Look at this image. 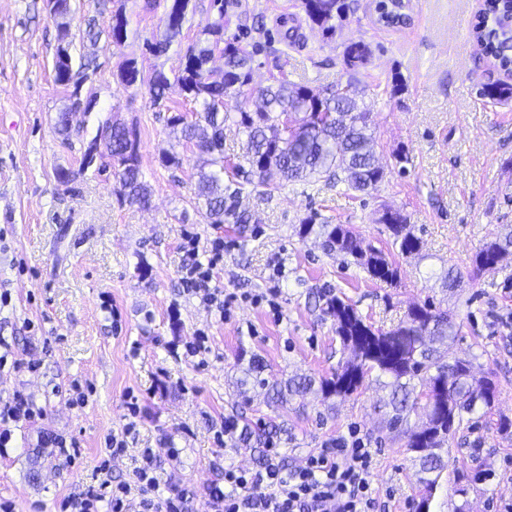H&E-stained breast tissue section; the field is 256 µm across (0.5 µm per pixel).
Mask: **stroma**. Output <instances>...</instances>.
Returning a JSON list of instances; mask_svg holds the SVG:
<instances>
[{"label": "stroma", "mask_w": 512, "mask_h": 512, "mask_svg": "<svg viewBox=\"0 0 512 512\" xmlns=\"http://www.w3.org/2000/svg\"><path fill=\"white\" fill-rule=\"evenodd\" d=\"M119 2L127 39L117 47L104 37L95 46L96 99L90 112L73 116L67 144L55 128L67 99L53 63L62 40L79 42L78 18L93 4L75 0L78 17L64 29L44 0H0V293L10 296L0 306V340L22 362L0 369V399L21 390L42 413L14 426L8 447H0V501L14 512H59L69 493L96 484L106 438L131 423L126 451L111 461L113 480H130L141 449H153L159 495L186 491L194 512H203L205 492L223 485L225 467L261 463L254 442L225 439L231 417L254 430L278 425L276 446L290 469L360 428L375 452L373 488L388 495L389 512H415V454L406 435L386 427L383 380L367 378L343 401L315 389L283 404L269 403L260 388L236 387L241 360L251 356L271 380L336 371L348 353L333 319L315 304L330 290L385 328L427 299L452 313L460 325L453 353L493 379L497 398L477 427L451 439L430 512L512 504V430L497 429L499 419H512V256L478 281L467 279L483 240L512 225V100L494 106L478 94L480 84L500 78L473 39L482 0H405L406 25L382 23L373 0H347L331 35L311 24L302 0H237L223 16L213 0H191L173 38L166 25L171 0L151 7L146 0ZM257 18L264 23L259 31L252 28ZM218 20L225 39L243 34L263 46L248 85L228 97L229 109L252 110L259 89L281 81L317 92L351 82L363 88L386 172L375 190L348 195L318 181L290 183L269 200L244 196L259 217L246 233L206 222L193 205L198 152L177 142L167 123L190 114L193 103L175 85L164 105H152L145 90L121 82L118 65L133 61L144 76L175 73L188 47ZM164 38L171 41L167 53L149 51ZM352 41L372 49L369 62L354 70L343 60ZM109 118L136 133L148 206L122 199L108 171H87L68 185L55 178L61 168L78 171L85 143ZM167 150L178 154L179 167L162 164ZM401 152L410 159L404 169L396 160ZM387 208L401 212L423 242L420 254L396 257L392 285L371 281L344 256L326 254L318 239L297 234L315 213L387 251L380 220ZM188 232L203 251L224 241L212 284L233 295L230 317L181 286ZM452 263L465 276L454 294L440 280ZM272 288L276 315L251 301ZM200 332L208 337L206 352L187 356ZM30 361L37 371L27 370ZM75 382L87 396L80 408L70 403ZM59 437L76 440L74 459L59 455ZM480 470L491 471L490 480H475ZM462 476L471 480L464 497L454 492Z\"/></svg>", "instance_id": "obj_1"}]
</instances>
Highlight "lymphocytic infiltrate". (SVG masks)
Instances as JSON below:
<instances>
[{"mask_svg": "<svg viewBox=\"0 0 512 512\" xmlns=\"http://www.w3.org/2000/svg\"><path fill=\"white\" fill-rule=\"evenodd\" d=\"M182 269L184 291L200 296L204 304L228 314L229 303L212 287L211 264L203 263L198 248ZM29 397L20 390L0 400V447L12 437L14 424L39 418ZM269 450L266 461L251 473L226 469L223 487L212 488L205 512H385V505L371 486L374 453L363 438L351 435L328 441L310 454L304 466L288 472ZM98 486L69 495V512H191V498L183 491L156 494L158 479L151 450H143L133 482L113 483L107 463H100Z\"/></svg>", "mask_w": 512, "mask_h": 512, "instance_id": "obj_1", "label": "lymphocytic infiltrate"}]
</instances>
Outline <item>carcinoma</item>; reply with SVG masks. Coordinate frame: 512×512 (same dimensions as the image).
<instances>
[{
  "mask_svg": "<svg viewBox=\"0 0 512 512\" xmlns=\"http://www.w3.org/2000/svg\"><path fill=\"white\" fill-rule=\"evenodd\" d=\"M188 3L189 0H172L167 14L169 36L149 44L150 51L162 54L167 50L169 38L179 34L183 27ZM303 4L308 19L326 34L335 32L336 21L348 8L346 0H303ZM205 34L209 36L207 44L189 47L182 68L172 78L162 70L145 78L130 60L120 64L119 76L128 86L146 88L155 105L164 101L173 80L197 105L193 119L177 115L171 125L177 129L178 139L195 147L202 158L194 205L208 223H252L251 212L241 208L240 199L245 192L269 199L289 183L315 178L323 180L329 188L342 185L347 191L365 193L383 180L385 169L374 153L370 113L359 104L361 91L349 84L341 91L330 88L316 93L308 87L283 82L260 91L263 103L255 111L231 112L225 97L232 87L249 81L250 63L258 45L224 42V27L219 22L207 27ZM108 37L117 46L127 38V23L120 7L112 11ZM475 38L482 41L484 51L496 50L502 59H512L508 51L512 32L488 27L475 33ZM218 48L224 53L226 66L224 80L219 83L209 81L207 71V64ZM371 55L369 45L363 41L352 42L343 50L344 61L350 68L367 64ZM79 68L80 79L74 78L70 65L55 73V82L69 89L68 104L56 121L65 140L71 132L70 114L87 111L94 102V96L83 92L80 84L88 72L97 70L96 59L83 57ZM478 95L492 104L512 100V83H483ZM284 112L292 117L287 125L279 122V115ZM228 121L242 129L247 142L238 162L226 166L224 124ZM99 142L104 146L100 157L107 159L115 170L119 195L132 203L147 204L150 192L132 132L121 123L104 122L85 153L83 167H89L92 150ZM382 223L398 254L420 253L421 239L400 213L384 212ZM298 235L302 239L311 235L321 239L323 250L329 254L352 257L375 281L391 285L398 278V269L389 254L370 245L362 246V241L343 224L319 222L313 214L302 220ZM511 250L512 227L485 239L474 255L470 280H477L490 262ZM319 300L324 313L333 318L336 335L343 348L351 352V358L329 376L317 380L290 379L282 384L262 377L263 367L253 356L242 369L241 382L266 387L277 400L285 390L290 396H299L315 385L325 397L343 400L356 393L371 373L389 377L388 425L392 430L408 432L406 447L416 453L417 481L422 488L417 512H424L441 473L448 468L445 457L450 436L458 431L465 416L475 414L477 405L492 408L496 385L487 377H475L471 361L453 356L448 341L458 335V326L447 311L430 300L413 306L406 320L388 329L367 321L352 304L331 292L319 295ZM421 375L427 383L418 392L412 381ZM418 414L422 420L410 424L411 416Z\"/></svg>",
  "mask_w": 512,
  "mask_h": 512,
  "instance_id": "obj_1",
  "label": "carcinoma"
}]
</instances>
